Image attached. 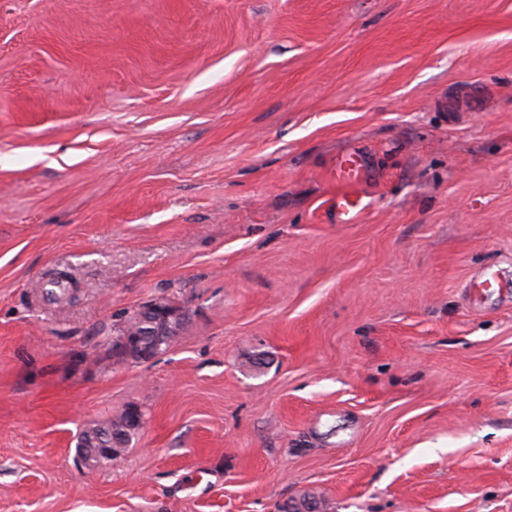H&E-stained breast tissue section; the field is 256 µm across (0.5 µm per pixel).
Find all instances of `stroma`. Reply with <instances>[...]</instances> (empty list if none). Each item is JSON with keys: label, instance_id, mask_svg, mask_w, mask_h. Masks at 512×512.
Segmentation results:
<instances>
[{"label": "stroma", "instance_id": "35a3bbf8", "mask_svg": "<svg viewBox=\"0 0 512 512\" xmlns=\"http://www.w3.org/2000/svg\"><path fill=\"white\" fill-rule=\"evenodd\" d=\"M500 284L512 0H0V512H512ZM334 179L336 189L328 205L341 224H356L368 206L358 191L363 181L362 166L355 159H343L336 165ZM133 312L136 317L144 318L149 325L148 331L138 336H164L168 331H179L186 320L183 310L160 301L144 303ZM130 410H131V408L125 409L122 412L113 415L111 418L107 419L106 421H103L101 423H95V424L85 428L80 433V435L78 437L76 452H77V455L81 456L84 459L86 468L94 469V468H98V467L102 466L99 464V452H98L97 448L80 446V442L83 440V438L85 436H87L88 431L93 430V429H108L110 427H112V429L114 427L115 428L124 427L125 423L127 421V418H128V413Z\"/></svg>", "mask_w": 512, "mask_h": 512}]
</instances>
